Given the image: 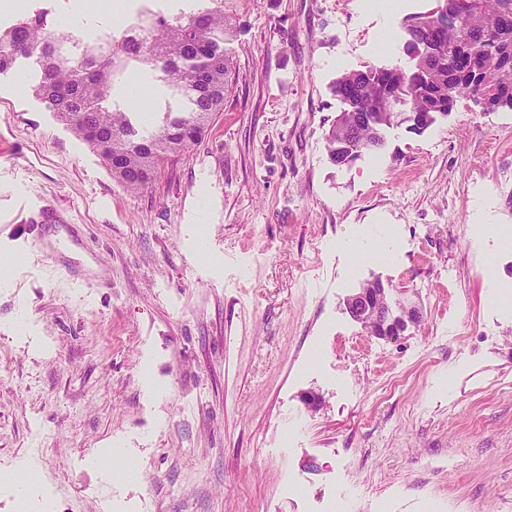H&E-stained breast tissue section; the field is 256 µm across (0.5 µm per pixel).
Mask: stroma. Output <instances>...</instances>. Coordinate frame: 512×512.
Masks as SVG:
<instances>
[{
    "label": "stroma",
    "instance_id": "stroma-1",
    "mask_svg": "<svg viewBox=\"0 0 512 512\" xmlns=\"http://www.w3.org/2000/svg\"><path fill=\"white\" fill-rule=\"evenodd\" d=\"M12 0L70 36L138 0ZM223 0L224 108L132 193L0 73V470L59 512H512V109L459 99L339 167L346 71L404 64L435 0ZM58 202L63 219L39 221ZM420 303L399 338L346 299ZM320 398L317 408L307 394ZM121 449L112 462L107 447Z\"/></svg>",
    "mask_w": 512,
    "mask_h": 512
}]
</instances>
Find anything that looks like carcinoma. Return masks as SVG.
I'll return each instance as SVG.
<instances>
[{
  "instance_id": "obj_1",
  "label": "carcinoma",
  "mask_w": 512,
  "mask_h": 512,
  "mask_svg": "<svg viewBox=\"0 0 512 512\" xmlns=\"http://www.w3.org/2000/svg\"><path fill=\"white\" fill-rule=\"evenodd\" d=\"M150 39L112 33L106 49L85 40L72 60L60 46L69 37L48 25L47 13L0 31V73L20 57L37 56L42 76L36 95L60 122L95 149L112 177L138 192L170 156L197 144L224 106L229 60L224 44L236 25L214 4L170 19L141 12ZM421 62L403 69L369 67L343 74L333 93L346 108L328 134L329 156L344 166L385 146V132L402 124L421 134L467 97L486 110L512 108V0H437L406 25ZM133 61L158 72L187 99L185 112H169L155 129H138L129 113L103 103Z\"/></svg>"
}]
</instances>
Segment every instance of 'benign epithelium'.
<instances>
[{
    "mask_svg": "<svg viewBox=\"0 0 512 512\" xmlns=\"http://www.w3.org/2000/svg\"><path fill=\"white\" fill-rule=\"evenodd\" d=\"M373 287L360 288L347 300L350 315L370 332L382 338H397L421 319L419 308L402 297L396 304L386 303L392 288L382 281H371Z\"/></svg>",
    "mask_w": 512,
    "mask_h": 512,
    "instance_id": "7a95c632",
    "label": "benign epithelium"
}]
</instances>
